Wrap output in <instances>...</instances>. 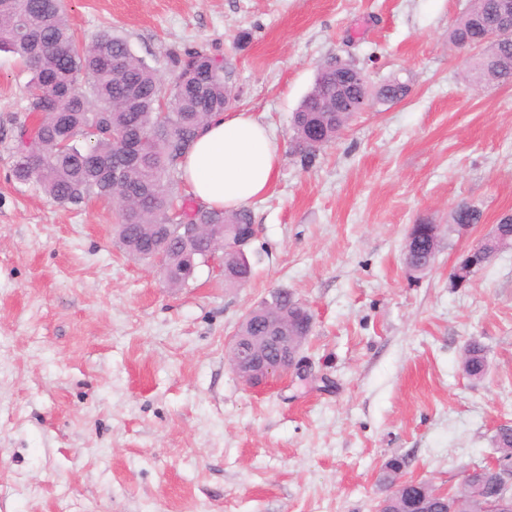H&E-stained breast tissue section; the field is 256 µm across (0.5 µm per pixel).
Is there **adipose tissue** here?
<instances>
[{
    "label": "adipose tissue",
    "mask_w": 512,
    "mask_h": 512,
    "mask_svg": "<svg viewBox=\"0 0 512 512\" xmlns=\"http://www.w3.org/2000/svg\"><path fill=\"white\" fill-rule=\"evenodd\" d=\"M280 158L279 140L253 113L219 112L186 152L182 178L193 199L231 211L269 191Z\"/></svg>",
    "instance_id": "adipose-tissue-1"
}]
</instances>
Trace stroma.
Returning a JSON list of instances; mask_svg holds the SVG:
<instances>
[{
  "mask_svg": "<svg viewBox=\"0 0 512 512\" xmlns=\"http://www.w3.org/2000/svg\"><path fill=\"white\" fill-rule=\"evenodd\" d=\"M85 38L106 27L170 88L173 55L231 69V111L282 144L269 193L248 204L253 276L220 262L169 287L127 256L118 208L54 203L12 175L32 114L29 76L0 54V512H375L403 475L458 488L512 423V249L462 287L460 255L512 214V85H470L448 39L470 0H66ZM364 67L411 91L352 117L311 165L292 115L318 69ZM483 212L417 274L412 224ZM277 289L313 315L306 365L264 389L229 366L244 316ZM478 338L487 372H462Z\"/></svg>",
  "mask_w": 512,
  "mask_h": 512,
  "instance_id": "1",
  "label": "stroma"
}]
</instances>
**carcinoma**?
Listing matches in <instances>:
<instances>
[{
  "instance_id": "obj_1",
  "label": "carcinoma",
  "mask_w": 512,
  "mask_h": 512,
  "mask_svg": "<svg viewBox=\"0 0 512 512\" xmlns=\"http://www.w3.org/2000/svg\"><path fill=\"white\" fill-rule=\"evenodd\" d=\"M499 0H471L468 11L449 33L455 46L461 42L481 43L496 22ZM0 52L17 56L30 74L28 88L33 108L42 113L35 129L21 127L13 147V176L33 183L45 196L60 204H79L96 196L114 200L121 220L118 238L130 256L151 261L161 251L174 252L182 240L178 224H222L231 231L252 223L251 212L241 207L197 209L179 215L183 202L177 192L182 181L180 161L200 127L215 112H222L233 99L230 71L215 56L203 52L175 60L180 65L177 81L169 95H162L155 70L130 49L128 41L112 29L98 32L88 43L75 34L64 0H0ZM469 80L512 84V33L490 46L468 70ZM409 92L398 79L375 92L366 82H343L319 71L300 107L293 113L292 141L300 163L312 162L316 151L334 141L346 128L350 112L336 111V100L362 97L370 103L395 102ZM165 111L168 139L154 141L160 112ZM150 142L139 158L123 166L119 180H112V164L126 154L132 143ZM448 233L460 224H478L482 212L460 202L450 214ZM438 247L428 236L414 238L405 254H427ZM224 266L236 271L226 283L238 286L252 272L243 252H228ZM288 335L308 336L293 308L295 299L285 293ZM485 346L470 340L464 347L462 371L471 380L484 377ZM500 456L512 457V429L504 427L494 436ZM402 461L394 457L384 467L380 481L393 512H414L412 505L428 500L432 512H441V500L433 497L435 487L426 480L401 486ZM462 498L468 512H482L483 501L474 497L469 484L452 491Z\"/></svg>"
}]
</instances>
